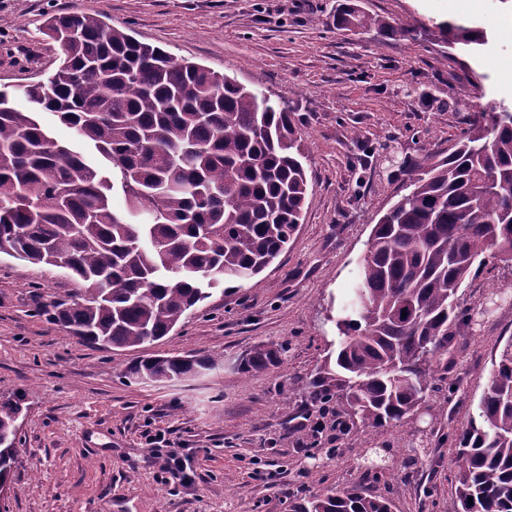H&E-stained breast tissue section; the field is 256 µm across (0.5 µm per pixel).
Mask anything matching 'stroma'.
Masks as SVG:
<instances>
[{
    "label": "stroma",
    "instance_id": "35a3bbf8",
    "mask_svg": "<svg viewBox=\"0 0 512 512\" xmlns=\"http://www.w3.org/2000/svg\"><path fill=\"white\" fill-rule=\"evenodd\" d=\"M398 25L443 22L434 0H353ZM339 0H0V88L44 81L60 63L47 16L101 13L109 27L175 57L235 77L292 112L310 194L286 250L261 274L208 299L162 339L95 348L50 321L53 300L80 284L58 267L0 255V394L20 398L19 456L0 512H290L323 488L363 483L353 450L391 445L405 458L409 427L349 434L307 405L305 384L337 336L345 293L378 218L398 199L404 167L446 155L468 117L512 103V0H470L454 13L486 29L473 53L437 37L378 42L336 28ZM465 104H458V97ZM512 289V259L494 260L457 296L475 308L489 289ZM512 339V304L482 336H454L448 381L420 425L431 460L372 484L393 512H446L450 460L474 413L496 350ZM259 344L281 348L283 368L242 374ZM192 354L221 366L185 381L135 383L136 360ZM321 422V437L311 427ZM191 449L196 486L166 483L146 434ZM333 449L315 459L313 449Z\"/></svg>",
    "mask_w": 512,
    "mask_h": 512
}]
</instances>
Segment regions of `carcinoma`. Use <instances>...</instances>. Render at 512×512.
<instances>
[{
    "instance_id": "1",
    "label": "carcinoma",
    "mask_w": 512,
    "mask_h": 512,
    "mask_svg": "<svg viewBox=\"0 0 512 512\" xmlns=\"http://www.w3.org/2000/svg\"><path fill=\"white\" fill-rule=\"evenodd\" d=\"M336 26L386 38L416 32L350 0ZM45 29L62 51L56 73L22 86L23 104L0 93V254L66 259L86 295L57 299L46 313L90 344L139 347L166 336L209 289L258 275L283 252L309 192L295 122L264 93L142 43L98 13L52 15ZM436 29L450 49L488 43L477 26ZM32 104L94 145L110 173L50 141ZM117 185L124 215L111 203ZM404 190L374 225L336 320V348L306 385L313 404H333L337 418L374 431L414 421L432 397L448 400V342L477 331L457 292L489 259L512 257V107L474 113L448 156H427ZM214 364L151 357L128 375L184 380ZM280 365L278 350L259 345L239 369ZM20 412L19 399L0 400V485L19 455ZM355 464L376 479L395 470L375 448L361 449ZM452 465L448 512H512V339L492 359ZM392 507L364 487L336 486L292 512Z\"/></svg>"
}]
</instances>
